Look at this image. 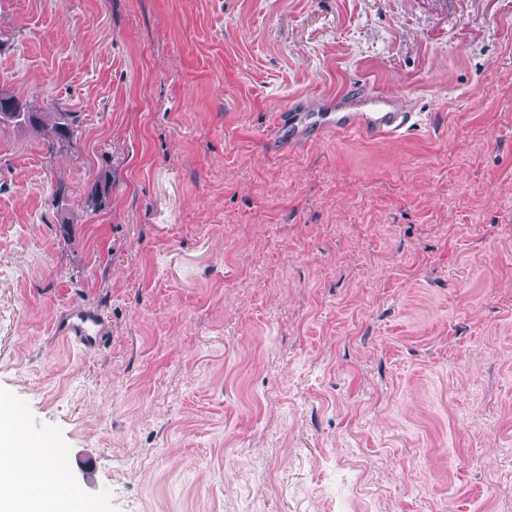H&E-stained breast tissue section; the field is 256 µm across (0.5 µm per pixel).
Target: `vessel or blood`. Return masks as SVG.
Returning a JSON list of instances; mask_svg holds the SVG:
<instances>
[{
  "label": "vessel or blood",
  "mask_w": 512,
  "mask_h": 512,
  "mask_svg": "<svg viewBox=\"0 0 512 512\" xmlns=\"http://www.w3.org/2000/svg\"><path fill=\"white\" fill-rule=\"evenodd\" d=\"M359 104L361 109L357 112H283L277 119V126L283 130L304 127L319 132L359 131L370 137H381L400 134L414 123L413 113L395 108L388 95L367 93L360 96ZM54 328L68 343L82 349L96 348L105 333L98 315L83 307L72 309L56 321Z\"/></svg>",
  "instance_id": "b4317fda"
}]
</instances>
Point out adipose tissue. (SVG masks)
I'll use <instances>...</instances> for the list:
<instances>
[{
	"label": "adipose tissue",
	"mask_w": 512,
	"mask_h": 512,
	"mask_svg": "<svg viewBox=\"0 0 512 512\" xmlns=\"http://www.w3.org/2000/svg\"><path fill=\"white\" fill-rule=\"evenodd\" d=\"M32 454L0 406V512H64L65 484Z\"/></svg>",
	"instance_id": "1"
}]
</instances>
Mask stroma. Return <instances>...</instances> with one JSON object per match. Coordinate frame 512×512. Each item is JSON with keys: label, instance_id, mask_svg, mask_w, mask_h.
Here are the masks:
<instances>
[{"label": "stroma", "instance_id": "obj_1", "mask_svg": "<svg viewBox=\"0 0 512 512\" xmlns=\"http://www.w3.org/2000/svg\"><path fill=\"white\" fill-rule=\"evenodd\" d=\"M356 87L417 126L275 141ZM1 91L79 117L0 123V402L82 512H512V0H0ZM75 127H77V119L74 116L67 117L49 127L47 129L49 146L53 147L59 141L73 142ZM55 332L68 343L82 349H95L105 333L98 315L77 307L54 323Z\"/></svg>", "mask_w": 512, "mask_h": 512}]
</instances>
